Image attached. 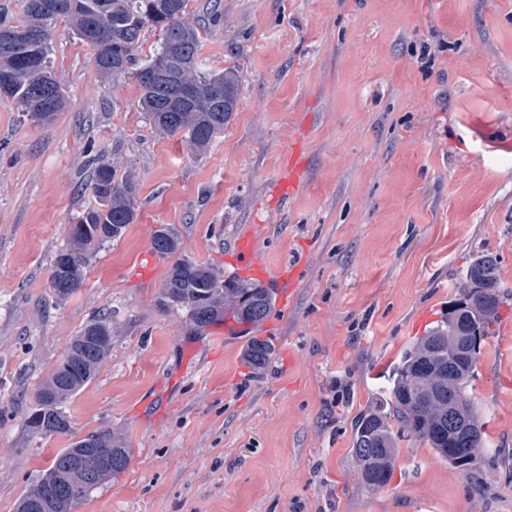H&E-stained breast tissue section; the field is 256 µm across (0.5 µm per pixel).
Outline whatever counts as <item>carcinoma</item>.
Instances as JSON below:
<instances>
[{
  "instance_id": "obj_1",
  "label": "carcinoma",
  "mask_w": 512,
  "mask_h": 512,
  "mask_svg": "<svg viewBox=\"0 0 512 512\" xmlns=\"http://www.w3.org/2000/svg\"><path fill=\"white\" fill-rule=\"evenodd\" d=\"M26 0L23 15L0 18V32L12 34L0 44V94L15 99L26 115L43 121L40 92H54L53 112L66 108L67 96L51 65L52 25L59 19L72 35L91 48L99 76H127L141 90L140 107L168 135L181 134L200 154L213 133L224 130L236 111L239 79L235 70H207L198 60L201 36L186 20L189 0ZM158 31L152 54L138 58L145 27ZM100 208L86 209L69 226L66 246L58 250L51 281L53 296L62 301L81 288L95 252L121 239L136 218L135 186L119 176L116 167L102 164L92 175ZM153 250L162 258L176 257L160 296L185 311L190 325L200 330L230 312L239 320L259 323L272 305L269 289L241 282L209 264L179 254L180 236L173 225L152 235ZM455 298L448 311L423 336L406 347L391 371L388 400L356 417L352 451L362 480L379 489L387 485L397 460L399 432L406 431L428 445L434 455L468 472L484 444V422L469 386L475 378L480 340L495 333L499 309L507 295L501 290L496 258L479 255L455 278ZM479 333L472 365L465 377L454 374L457 329ZM112 353V312L85 325L71 340L66 356L38 388L36 406L25 419L31 435L45 438L58 429L69 400L90 383ZM274 350L261 340L248 344L245 358L258 375L270 364ZM98 444L81 448L78 442L62 449L48 473L32 481L20 500L29 501L60 488L53 477L78 464V482L66 484L64 495L73 510L109 477L124 471L132 450L109 429L89 434Z\"/></svg>"
}]
</instances>
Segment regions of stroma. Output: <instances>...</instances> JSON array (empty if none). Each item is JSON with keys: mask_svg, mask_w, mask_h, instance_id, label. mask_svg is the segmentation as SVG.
<instances>
[{"mask_svg": "<svg viewBox=\"0 0 512 512\" xmlns=\"http://www.w3.org/2000/svg\"><path fill=\"white\" fill-rule=\"evenodd\" d=\"M187 17L206 67L239 76L202 154L156 130L137 84L100 77L60 22L65 111L42 125L0 97V512L103 428L133 458L75 512H512V298L480 343L471 473L405 434L373 490L352 453L353 419L388 396L390 365L447 310L456 275L489 254L512 291V0H190ZM294 146L305 179L284 201ZM103 162L131 175L136 219L58 302L53 258ZM158 224L227 274L231 241L256 228L263 261L300 265L299 286L263 323L195 332L160 299ZM105 310L112 355L67 403L70 433L32 436L37 389ZM254 339L275 348L258 377Z\"/></svg>", "mask_w": 512, "mask_h": 512, "instance_id": "obj_1", "label": "stroma"}]
</instances>
